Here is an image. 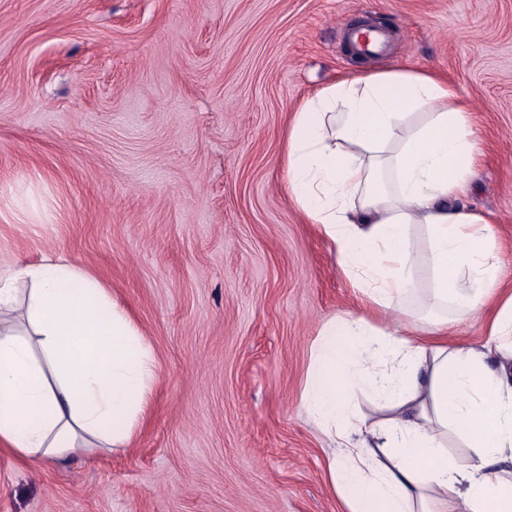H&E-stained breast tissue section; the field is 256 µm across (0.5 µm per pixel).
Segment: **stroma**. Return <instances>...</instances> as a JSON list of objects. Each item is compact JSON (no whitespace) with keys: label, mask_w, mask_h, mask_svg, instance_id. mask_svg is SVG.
Returning <instances> with one entry per match:
<instances>
[{"label":"stroma","mask_w":512,"mask_h":512,"mask_svg":"<svg viewBox=\"0 0 512 512\" xmlns=\"http://www.w3.org/2000/svg\"><path fill=\"white\" fill-rule=\"evenodd\" d=\"M358 22L378 56L348 52ZM393 66L470 102L465 203L512 281V0H0V270H87L158 365L130 447L0 452V512H346L302 393L360 303L281 190L285 135L315 90Z\"/></svg>","instance_id":"obj_1"}]
</instances>
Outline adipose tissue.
Returning a JSON list of instances; mask_svg holds the SVG:
<instances>
[{
  "instance_id": "adipose-tissue-1",
  "label": "adipose tissue",
  "mask_w": 512,
  "mask_h": 512,
  "mask_svg": "<svg viewBox=\"0 0 512 512\" xmlns=\"http://www.w3.org/2000/svg\"><path fill=\"white\" fill-rule=\"evenodd\" d=\"M477 139L469 102L407 66L322 87L294 114L284 191L381 316L327 321L302 395L342 443L326 472L349 512H512V288L491 219L464 203ZM461 315L483 320V343L453 341ZM156 379L92 274L59 258L0 276V448L43 463L126 448ZM355 385L382 401L380 420L341 400Z\"/></svg>"
}]
</instances>
